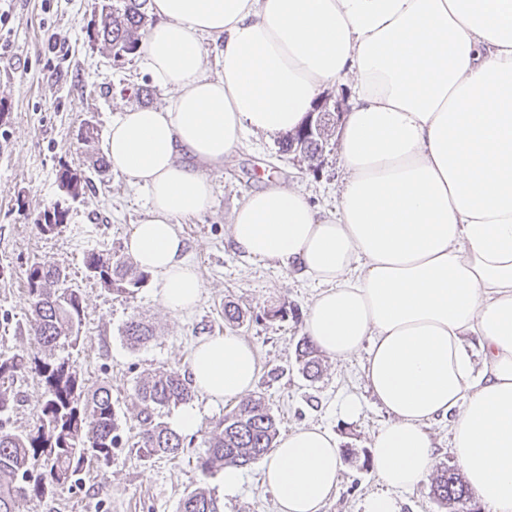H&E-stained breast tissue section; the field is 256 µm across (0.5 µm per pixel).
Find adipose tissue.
I'll use <instances>...</instances> for the list:
<instances>
[{
  "instance_id": "1",
  "label": "adipose tissue",
  "mask_w": 512,
  "mask_h": 512,
  "mask_svg": "<svg viewBox=\"0 0 512 512\" xmlns=\"http://www.w3.org/2000/svg\"><path fill=\"white\" fill-rule=\"evenodd\" d=\"M159 22L139 51L163 107L112 120L111 168L148 194L127 254L163 305L196 306L202 283L179 219L211 205L214 172L246 133L298 127L322 88L351 83L335 208L267 180L235 208L242 255L275 260L319 287L305 333L341 361L366 351L372 396L390 417L373 437L383 493L436 463L432 422L453 417L451 453L487 512H512V0H151ZM223 71L209 72V44ZM253 347L233 333L193 349L210 401L252 390ZM341 450L302 426L279 438L263 482L278 512H321Z\"/></svg>"
}]
</instances>
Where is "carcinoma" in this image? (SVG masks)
Here are the masks:
<instances>
[{"label":"carcinoma","mask_w":512,"mask_h":512,"mask_svg":"<svg viewBox=\"0 0 512 512\" xmlns=\"http://www.w3.org/2000/svg\"><path fill=\"white\" fill-rule=\"evenodd\" d=\"M148 0H101L97 23L89 41L123 64L136 54L148 22ZM336 129V113L317 112L305 124L283 136V148L295 152L315 170ZM59 186L74 198H83L91 185L88 174L67 164L57 173ZM67 211L55 204L44 210L36 225L40 234L61 232ZM88 276L120 294H132L148 274L128 259L112 261V254L89 250L84 255ZM25 296L31 310V347L0 358V512H15L19 490L43 498L57 490L81 485L87 461L101 466L112 462V450L121 439L118 412L107 387L91 390L70 357H58L56 348L79 346L85 316L80 289L69 285V273L59 265L32 264L26 271ZM126 343L137 348L153 338L152 329L131 318L123 327ZM302 372L316 379L322 372L319 348L308 338L297 346ZM34 373L42 382L44 399L33 428L16 431L11 414L18 395L9 386ZM192 398L189 382L180 371L148 372L137 377L134 399L139 407V448L148 455L176 459L184 452V438L163 417L166 411ZM279 436V424L262 397L241 401L210 432L207 448L196 465L205 476L228 466L243 467L268 455ZM433 498L446 512H475L473 495L459 469L445 466L432 478ZM179 512H223L217 497L196 488L187 492Z\"/></svg>","instance_id":"carcinoma-1"}]
</instances>
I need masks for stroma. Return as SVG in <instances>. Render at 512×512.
I'll return each instance as SVG.
<instances>
[{"mask_svg": "<svg viewBox=\"0 0 512 512\" xmlns=\"http://www.w3.org/2000/svg\"><path fill=\"white\" fill-rule=\"evenodd\" d=\"M98 7L99 0H0L11 31V47L0 54V356L30 343L27 269L34 263L66 267L85 306L82 342L70 357L89 387L111 389L122 425V445L109 467L89 465L82 485L73 490L43 499L18 496L16 512H177L186 491L198 486L211 491L224 512H277L273 495L261 483L262 462L241 468L242 487L233 496L224 493L223 472L205 476L196 466L209 432L233 408V401L214 404L194 393L185 408L196 412L197 427L186 435L179 459L146 458L134 447L136 378L155 370L188 371L199 338L229 331L254 347L259 370L253 391L264 396L281 433L318 425L334 433L343 448L336 492L322 512H363L365 499L383 489L370 470L369 455L373 437L388 416L365 386L362 359L325 358L321 376L306 378L296 348L317 285L280 262L244 257L229 241L232 213L260 188L263 173L303 191L316 206H333L342 180L337 149L326 150L322 165L313 170L298 155L283 151L280 137L247 134L243 147L214 175L212 207L178 226L187 257L202 279L194 310L175 314L165 308L152 276L134 294L108 291L88 278L84 254L98 249L124 256V241L144 215L146 193L109 169L95 177L91 193L75 201L60 188L56 173L64 163L88 168L77 137L82 126L106 134L112 118L125 109L162 106L170 95L153 85L140 56L116 66L90 42L87 30ZM53 36L65 41L64 55L49 54ZM140 86L149 89V96L131 95V88ZM53 204L66 209L67 222L61 233L47 237L36 221ZM228 302L241 310L239 322L225 321ZM276 309L284 310V317H273ZM134 315L155 328L154 339L136 349L121 334ZM13 389L19 398L13 425L30 429L43 388L28 375L15 381ZM350 395L362 404L354 420L341 412Z\"/></svg>", "mask_w": 512, "mask_h": 512, "instance_id": "35a3bbf8", "label": "stroma"}]
</instances>
